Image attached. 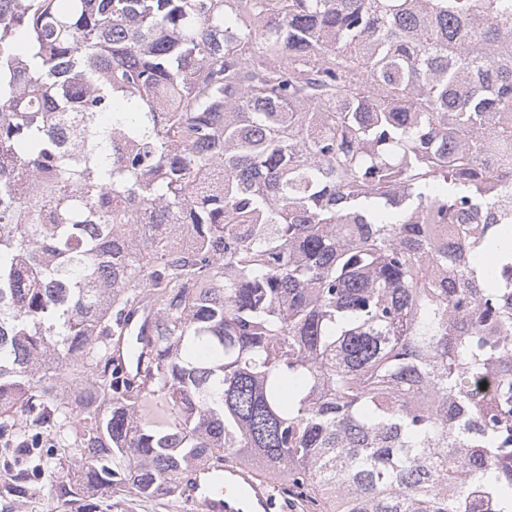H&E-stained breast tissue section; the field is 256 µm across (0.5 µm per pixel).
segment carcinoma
<instances>
[{
    "mask_svg": "<svg viewBox=\"0 0 512 512\" xmlns=\"http://www.w3.org/2000/svg\"><path fill=\"white\" fill-rule=\"evenodd\" d=\"M506 112L512 0H0L20 478L512 512ZM214 471L222 472V486L214 485L215 480L210 476ZM185 496L203 512H275L279 509L277 488L257 481L233 463L194 470Z\"/></svg>",
    "mask_w": 512,
    "mask_h": 512,
    "instance_id": "1",
    "label": "carcinoma"
}]
</instances>
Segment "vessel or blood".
Instances as JSON below:
<instances>
[{
  "label": "vessel or blood",
  "mask_w": 512,
  "mask_h": 512,
  "mask_svg": "<svg viewBox=\"0 0 512 512\" xmlns=\"http://www.w3.org/2000/svg\"><path fill=\"white\" fill-rule=\"evenodd\" d=\"M186 496L201 512H277V490L233 463L192 472Z\"/></svg>",
  "instance_id": "vessel-or-blood-1"
}]
</instances>
